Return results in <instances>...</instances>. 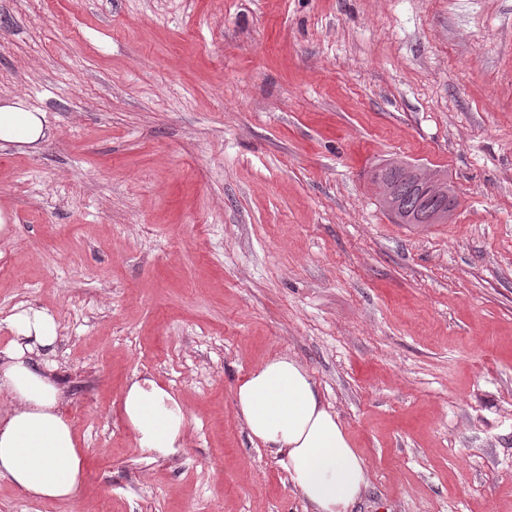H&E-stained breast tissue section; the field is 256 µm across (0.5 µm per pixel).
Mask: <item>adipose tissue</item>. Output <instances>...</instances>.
Wrapping results in <instances>:
<instances>
[{
  "instance_id": "adipose-tissue-1",
  "label": "adipose tissue",
  "mask_w": 512,
  "mask_h": 512,
  "mask_svg": "<svg viewBox=\"0 0 512 512\" xmlns=\"http://www.w3.org/2000/svg\"><path fill=\"white\" fill-rule=\"evenodd\" d=\"M44 113L13 102L0 106V150L46 139ZM13 337L0 351V478L38 500L73 498L82 483L83 455L59 410L63 391L48 357L59 340L52 313L28 306L10 319ZM235 405L251 439L280 463L310 512H350L369 485L364 459L338 416L323 403L308 370L288 356L271 358L236 386ZM122 416L135 443L167 459L183 446L184 407L148 374L124 389Z\"/></svg>"
}]
</instances>
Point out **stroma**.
Here are the masks:
<instances>
[{"mask_svg": "<svg viewBox=\"0 0 512 512\" xmlns=\"http://www.w3.org/2000/svg\"><path fill=\"white\" fill-rule=\"evenodd\" d=\"M51 131L0 151V349L34 303L84 457L70 500L0 512H306L235 409L309 371L369 470L353 512H512V0H0V101ZM444 171L449 223L370 180ZM187 414L167 459L120 401ZM121 412L137 448L150 457L167 459L183 448L186 411L150 374L135 375L129 381Z\"/></svg>", "mask_w": 512, "mask_h": 512, "instance_id": "35a3bbf8", "label": "stroma"}]
</instances>
